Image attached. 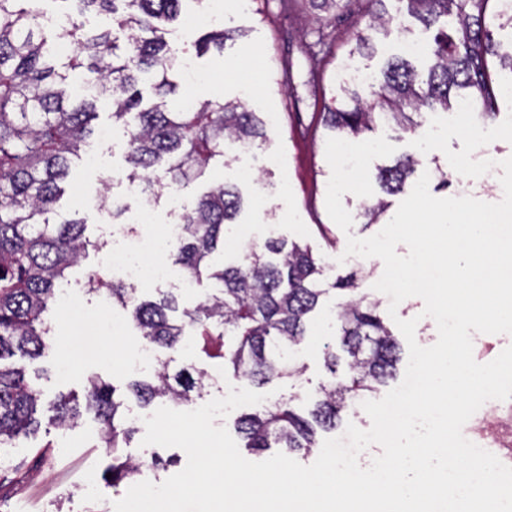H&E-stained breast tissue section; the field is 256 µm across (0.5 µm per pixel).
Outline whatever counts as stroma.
Returning a JSON list of instances; mask_svg holds the SVG:
<instances>
[{
  "instance_id": "35a3bbf8",
  "label": "stroma",
  "mask_w": 512,
  "mask_h": 512,
  "mask_svg": "<svg viewBox=\"0 0 512 512\" xmlns=\"http://www.w3.org/2000/svg\"><path fill=\"white\" fill-rule=\"evenodd\" d=\"M385 7L392 22L381 38V51L371 58L348 55L354 33L368 22L365 13L328 10L321 0H293L285 11L279 0H248L244 7L216 13L202 26L174 24L173 38L183 48L184 58L203 75L202 80L192 82L184 71H176L179 96L199 102L244 101L255 111L277 118L264 149L254 150L243 161H214L199 179L178 190L190 205L215 183L237 185L243 197L234 223L224 228V247L213 253L212 265L232 262L255 246V238L247 234L252 225L276 224L281 237L306 244L313 253L335 257V265L327 270L328 280L362 268L367 275L361 287L368 292L380 279L381 259L370 257L358 263L340 259L348 236L367 238L380 227L364 217L366 198L350 193L342 198L353 218L349 231H342L328 216L325 198L331 168L326 143L331 133L322 114L339 93L337 74L345 60L376 73L389 57L405 54L407 40L431 43L432 31L408 16L404 0H385ZM320 26L334 34L335 43L314 70L306 54L307 34ZM224 29L239 31V39L226 42L223 50L197 53L195 44L202 36ZM97 110L94 125L100 136L92 141L91 158L73 159L59 213L64 218L85 219L86 237L100 244L107 240L103 227L112 221L113 202L124 205L121 220L129 224L141 198L123 178L126 131L113 122L108 100H100ZM265 153L275 155L277 165L259 168L254 180H240V163L257 164ZM102 258V252L89 251L79 266L67 271L64 285L71 298L48 313L55 337L42 358L48 370L39 382L43 401L62 394L82 395L91 376L121 389L131 379L124 363L141 338L129 310L85 290L88 275L99 270ZM334 304V296L324 298L310 335L295 354L303 368L298 380L265 385L273 400L294 398L300 412H308L320 384L328 381L323 350L340 348ZM40 421L35 437L7 449L0 460V474L6 477L0 487V512H114V501L126 489L104 479L112 451L101 443L99 422L90 414L73 429L57 427L45 415Z\"/></svg>"
}]
</instances>
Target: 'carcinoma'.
Returning a JSON list of instances; mask_svg holds the SVG:
<instances>
[{
	"instance_id": "1",
	"label": "carcinoma",
	"mask_w": 512,
	"mask_h": 512,
	"mask_svg": "<svg viewBox=\"0 0 512 512\" xmlns=\"http://www.w3.org/2000/svg\"><path fill=\"white\" fill-rule=\"evenodd\" d=\"M69 27H57L56 16L30 0H0V447H14L40 428V369L30 377L23 368L4 364L15 356L34 363L53 336L46 313L60 289L65 271L84 256L89 241L82 219L55 220L60 183L73 156L86 146L97 118V102L110 100L112 119L128 126L125 179L151 200L200 177L211 161L224 157L228 141L260 147L267 122L241 102L205 101L174 110L171 79L180 49L170 25L181 15L183 0H55ZM371 21L354 35V50L371 52V33L386 30L384 0H363ZM487 0H406L407 14L426 28H437L432 63L421 77L404 58H390L369 97L349 84L339 86L335 105L323 113L324 125L343 140L357 139L377 124H393L402 133L423 127L427 115L454 107L451 93L463 90L483 119L496 117L495 101L486 93L487 56L499 58L512 72V48L500 45L487 29ZM110 14L126 32L119 46L108 31H86L77 18ZM310 63L329 49L330 33L310 32ZM71 39L81 60L58 62L54 44ZM233 34L208 36L198 50L223 48ZM156 76V101L142 107L140 76ZM420 161L410 155L378 168L382 191L400 192ZM243 205L234 185L220 184L201 194L182 216V232L172 247L174 263L197 285L210 287L195 306L180 308L172 293L146 299L137 289L111 282L99 272L89 275L88 291L132 308L142 339L172 352L191 336L211 359L224 361L236 377L261 387L274 379L297 378L302 372L293 352L310 335L313 314L322 298L339 290L337 305L343 356L327 349L324 366L334 375L345 366V378L323 385L308 416L291 400H281L237 420L244 448H285L308 455L317 447V431L336 428L342 413L367 400L395 375L402 347L378 313L380 301L358 294L360 277L352 273L331 284L325 262L296 241L270 239L264 251H250L238 263L217 269L210 255L224 244V225ZM206 372L194 366L172 373L164 362L147 380L128 383V395L98 377L87 380L83 398L60 397L49 406L52 419L73 428L94 413L102 424L101 440L112 449V486L132 483L142 463L122 453L137 431L128 418L127 397L140 406L155 401L186 407L205 389Z\"/></svg>"
}]
</instances>
